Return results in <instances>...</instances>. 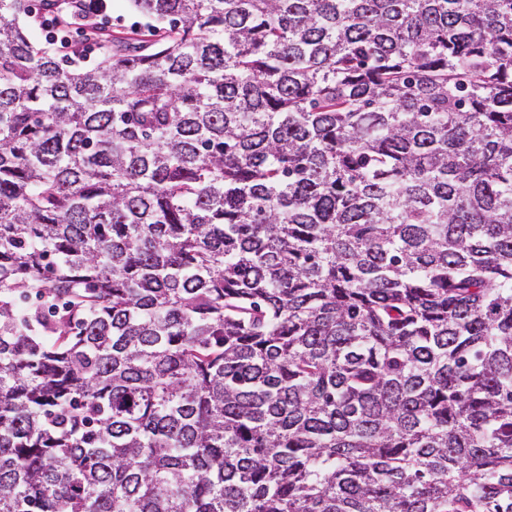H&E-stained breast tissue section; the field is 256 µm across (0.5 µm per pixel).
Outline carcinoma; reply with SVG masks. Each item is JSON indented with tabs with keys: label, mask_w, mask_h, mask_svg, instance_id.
Here are the masks:
<instances>
[{
	"label": "carcinoma",
	"mask_w": 512,
	"mask_h": 512,
	"mask_svg": "<svg viewBox=\"0 0 512 512\" xmlns=\"http://www.w3.org/2000/svg\"><path fill=\"white\" fill-rule=\"evenodd\" d=\"M126 2L0 0V512H512V0ZM62 1L64 3L55 4V8L49 6L48 11L53 12L50 19H46L43 26L50 29H55L61 34L60 44L61 47H72V40L68 32L73 25L77 24L78 20H84L91 15H100L106 10V5L102 0H50ZM46 22H51L50 26ZM58 33H55L56 40L59 39ZM107 11L100 17L102 25H97L103 35H111L112 38L128 40L132 44L148 45L150 37L146 28L148 20L141 14L133 11L123 0H109Z\"/></svg>",
	"instance_id": "obj_1"
}]
</instances>
